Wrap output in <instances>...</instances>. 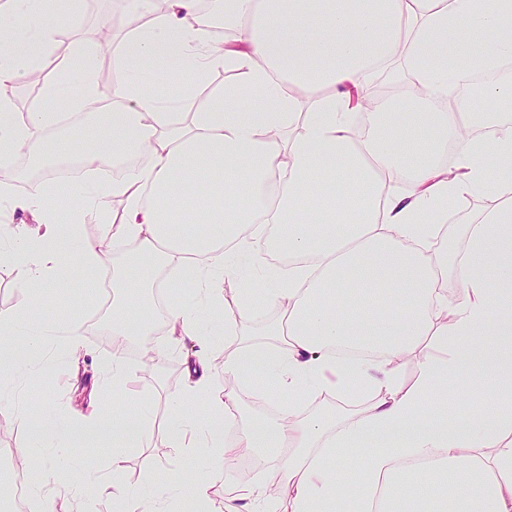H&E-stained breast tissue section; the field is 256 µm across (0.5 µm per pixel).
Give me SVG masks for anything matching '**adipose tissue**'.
I'll list each match as a JSON object with an SVG mask.
<instances>
[{"mask_svg": "<svg viewBox=\"0 0 512 512\" xmlns=\"http://www.w3.org/2000/svg\"><path fill=\"white\" fill-rule=\"evenodd\" d=\"M238 32L221 45L196 15L197 0H132L144 17L112 46L117 68L113 96L120 105L91 121L93 138L39 137L60 111L83 112L97 98V77L85 68L89 51L74 44L61 61L73 83L48 82L39 107L17 118L0 97V164L26 154L37 165L81 157L83 177L67 186L38 182L19 197L0 187V205L26 217L0 226V264L14 267L33 297L63 286L73 265L97 266L106 249L112 264V334L150 336L143 314L152 288L136 279L144 264L191 267L193 295L167 313L172 335L187 341L186 384L171 398L167 424L173 447L204 448L215 475H172L171 492L126 488L119 476L75 473L77 512H93L92 496H109L121 512H173L191 493L208 504L214 477L234 484L233 463L243 452L261 454L276 475L268 484L236 486L225 512H246L276 494L288 512H512V197L501 182L512 168V125L494 139L460 138L468 115L496 118L512 99V77L499 74L512 60V0H226ZM55 33L47 0H8L0 12V83L37 70ZM217 68L236 73L230 87L196 93ZM178 71L171 86L164 75ZM494 72L480 97L461 96L471 71ZM387 74L396 91L376 95ZM310 88L306 99L290 82ZM156 89L148 93L145 83ZM193 107L189 123L174 111ZM280 131L266 138L267 129ZM149 147L146 165L109 179L95 177L105 157ZM453 154V164L443 163ZM491 204L467 233L464 258L449 263L433 248L448 221V204L475 197ZM117 198L121 215L104 204ZM97 223L96 238L82 226ZM279 229L276 248L290 266L266 264L255 249L265 225ZM136 250L125 253L127 243ZM261 274L253 287L225 297L223 283L240 261ZM497 271L488 286L487 266ZM459 287L448 293L449 277ZM282 313L256 378L253 353L238 338L260 307ZM224 313L228 345L220 368L210 361L203 312ZM26 331L23 352L0 344V375L40 369L46 345L30 313H0V335ZM436 355L424 354V345ZM358 345L366 356L343 358ZM415 356L419 373L405 384L396 358ZM281 400L284 411L262 429L233 427L235 393L216 397L217 375ZM371 392L368 406L343 420L300 415L309 393L341 395L351 380ZM478 396L467 420L448 427L447 404L458 390ZM29 432L24 447H41L43 477L33 486L40 512H53V449L75 448L112 431L114 453L140 446L154 426L150 402L117 418L99 411L69 428L46 411L20 414ZM277 449L274 457L266 449Z\"/></svg>", "mask_w": 512, "mask_h": 512, "instance_id": "ef3b65f1", "label": "adipose tissue"}]
</instances>
